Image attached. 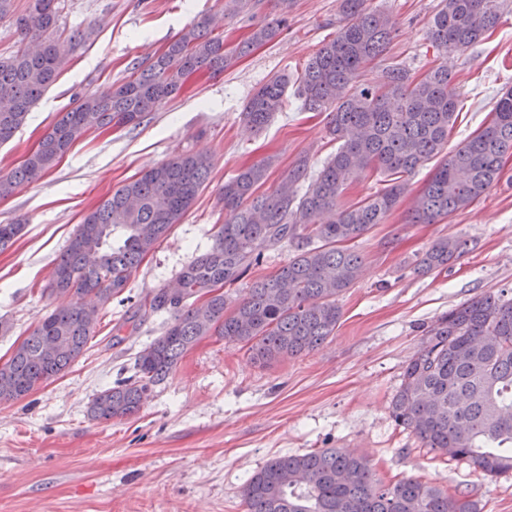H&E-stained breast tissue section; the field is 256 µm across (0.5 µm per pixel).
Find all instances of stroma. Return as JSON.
<instances>
[{
	"mask_svg": "<svg viewBox=\"0 0 512 512\" xmlns=\"http://www.w3.org/2000/svg\"><path fill=\"white\" fill-rule=\"evenodd\" d=\"M56 32L75 46L55 84L9 142L0 171L19 166L76 96L125 82L184 27L216 18L226 49L268 18L224 21V0H58ZM440 0H366L389 12L396 31L384 56L363 71L377 82L386 62L418 74L447 65L459 116L448 135L456 147L491 119L496 96L512 87V4L498 27L466 52L438 53L426 39ZM288 28L256 46L224 73L190 75L175 98L140 125L88 132L35 183L0 199V224L22 222L16 243L0 251V364L62 304L45 287L54 261L83 215L125 180L172 156L211 158L194 205L131 276L124 302L100 311L86 351L59 378L18 401L0 402V512H246V479L282 453L334 448L366 456L387 483L413 477L477 501L480 512H512V475L492 478L463 461L421 447L396 426L390 402L409 360L437 317L486 293L512 298V157L501 180L466 210L434 224H411L393 211L355 243L364 258L356 283L339 298L333 336L317 349L255 363L246 348L202 337L168 379L128 419L95 421L87 408L103 388L133 373L135 354L160 336L168 314L139 312L138 301L175 281L182 266L206 251L225 215L224 184L243 167L272 158L261 187L269 194L300 158L318 171L337 145L329 116L305 112L297 78L311 56L335 37L337 0H291ZM288 75L285 105L263 130L240 118L248 99L272 76ZM464 236L467 254L447 268L417 271L438 238ZM123 323L113 336L115 323Z\"/></svg>",
	"mask_w": 512,
	"mask_h": 512,
	"instance_id": "35a3bbf8",
	"label": "stroma"
}]
</instances>
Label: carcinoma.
<instances>
[{
	"mask_svg": "<svg viewBox=\"0 0 512 512\" xmlns=\"http://www.w3.org/2000/svg\"><path fill=\"white\" fill-rule=\"evenodd\" d=\"M260 0H225L236 17ZM506 0H440L427 31L439 52H464L493 32ZM278 16L228 51L203 17L172 40L147 66L116 87L92 93L45 132L18 167L0 173V198L38 181L92 129L138 125L174 98L190 74L222 72L254 46L273 41L288 26L290 0H277ZM341 24L298 80L304 109L330 114L329 135L340 142L316 175L301 158L275 190L259 195L271 160L244 167L224 184L227 220L213 245L179 273L181 299L166 303L160 288L141 307L168 311L160 336L136 356L135 375L99 391L88 406L93 420L136 415L152 387L204 336L248 347L266 365L296 357L333 335L341 318L339 297L358 279L362 256L348 243L369 232L411 198L409 223L434 224L469 208L501 179L512 155V89L500 94L492 119L436 167L416 195L406 177L448 146L457 119V92L443 66L418 77L403 62L383 69L377 84L362 80L365 65L385 54L393 18L364 8V0H339ZM13 19L23 48L0 56V145L27 116L68 62L57 46V0H29L15 14L0 0V19ZM289 78L271 77L247 101L244 122L257 130L282 110ZM211 159L181 153L145 170L102 198L87 213L54 262L45 291L76 301L43 316L0 365V402L18 400L68 369L93 339L98 306L121 293L145 256L193 206ZM358 171L388 177V185L350 206L340 197ZM307 184L303 193L297 185ZM22 224H0V251L14 245ZM294 256L274 274L228 301L224 287L260 264L262 249L279 243ZM470 250L464 236L437 239L418 270L443 269ZM397 426L425 448L465 460L490 476L512 473V299L485 294L448 311L427 331L406 365L391 401ZM247 512H477L463 493L450 494L417 478L384 484L369 461L326 448L270 459L244 484Z\"/></svg>",
	"mask_w": 512,
	"mask_h": 512,
	"instance_id": "obj_1",
	"label": "carcinoma"
}]
</instances>
